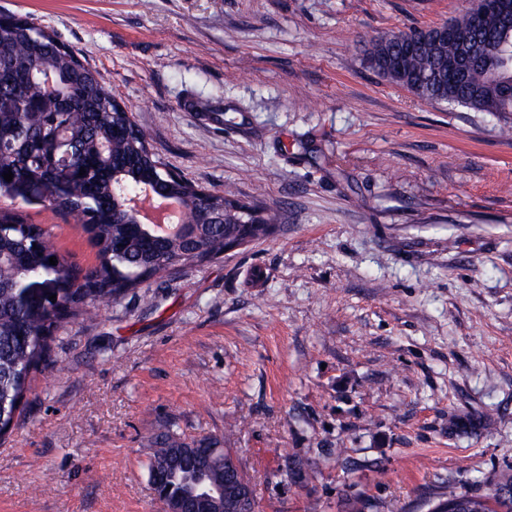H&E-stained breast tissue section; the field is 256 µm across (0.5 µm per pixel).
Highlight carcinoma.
Segmentation results:
<instances>
[{"mask_svg": "<svg viewBox=\"0 0 512 512\" xmlns=\"http://www.w3.org/2000/svg\"><path fill=\"white\" fill-rule=\"evenodd\" d=\"M470 35V44L495 52L478 67L448 75L444 60L459 52L455 42H437L431 28L387 31L365 51L369 66L388 81L429 103L474 112L512 113V26L489 13L472 28L471 10L450 20ZM68 131L67 165L53 132ZM147 136L112 95L103 75L82 61L55 33L27 17L0 12V434L23 410L33 373L59 359L54 345L68 323L99 303L114 302L149 281L161 284L181 268L224 252L246 236L269 234L270 218L234 194L206 190L161 168ZM84 175H79L80 171ZM12 172L8 182L4 173ZM151 185L184 207L185 232L162 240L145 224H132L122 210L126 196ZM21 202L89 217L85 229L97 248L98 264L88 272L62 260L46 231L27 224L12 209ZM42 285L46 303L26 301L27 285ZM56 298L49 299V296ZM150 470L159 471L166 497L192 507L197 482L224 483V510L233 512L230 490L248 481L225 449L224 465L208 449L187 448L166 434L145 449ZM487 491L473 494L448 485L429 493L428 512H512V468L485 480Z\"/></svg>", "mask_w": 512, "mask_h": 512, "instance_id": "carcinoma-1", "label": "carcinoma"}]
</instances>
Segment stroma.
I'll return each mask as SVG.
<instances>
[{
    "label": "stroma",
    "instance_id": "stroma-1",
    "mask_svg": "<svg viewBox=\"0 0 512 512\" xmlns=\"http://www.w3.org/2000/svg\"><path fill=\"white\" fill-rule=\"evenodd\" d=\"M468 6L0 0L105 77L168 169L277 215L66 327L0 438V512H160L143 449L164 434L234 449L257 512H427L512 466V136L364 60ZM23 215L96 265L73 217Z\"/></svg>",
    "mask_w": 512,
    "mask_h": 512
}]
</instances>
